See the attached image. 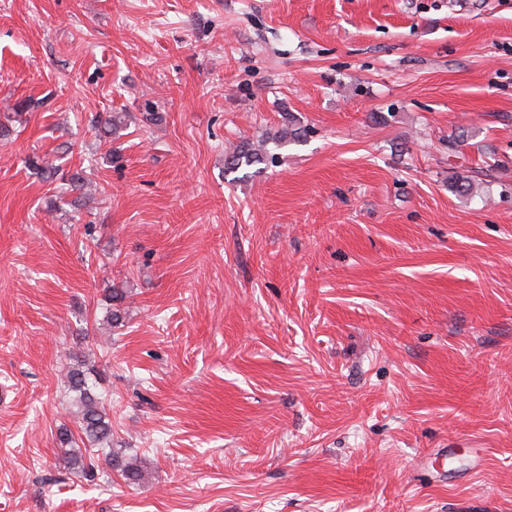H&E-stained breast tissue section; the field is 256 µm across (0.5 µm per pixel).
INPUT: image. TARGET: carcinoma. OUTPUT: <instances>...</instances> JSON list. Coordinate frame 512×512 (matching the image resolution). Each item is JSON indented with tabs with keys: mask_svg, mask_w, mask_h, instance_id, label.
I'll return each mask as SVG.
<instances>
[{
	"mask_svg": "<svg viewBox=\"0 0 512 512\" xmlns=\"http://www.w3.org/2000/svg\"><path fill=\"white\" fill-rule=\"evenodd\" d=\"M100 124H102L101 133L106 137H111L124 128V114L119 112L110 113L101 118ZM275 160L276 154L270 151L266 142L263 141L256 146L243 143L228 154L226 165L235 169L261 161L273 163ZM26 163L29 168L40 172L42 175L64 182L67 191L75 195V200L78 201L84 197L88 185L85 171L81 169L65 170L38 155L30 156ZM65 378L69 391L76 395L78 433L81 441L101 448L109 444L112 440V421L105 407L96 399L93 393V385L89 382V375L83 369V364L79 363L69 369ZM107 456L109 457V466L119 471L126 483L133 485L141 479L142 472L136 465L122 460L119 454L110 450L107 451Z\"/></svg>",
	"mask_w": 512,
	"mask_h": 512,
	"instance_id": "carcinoma-1",
	"label": "carcinoma"
}]
</instances>
